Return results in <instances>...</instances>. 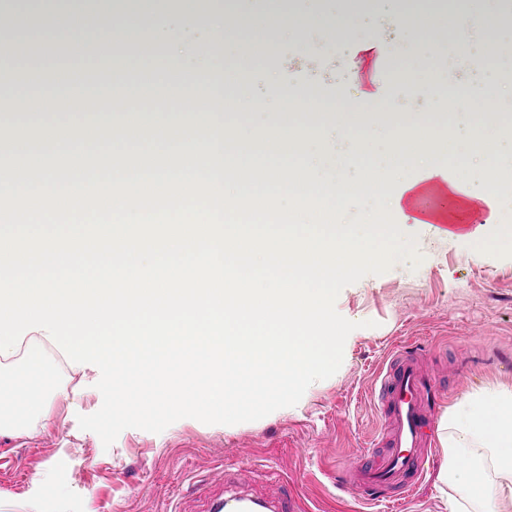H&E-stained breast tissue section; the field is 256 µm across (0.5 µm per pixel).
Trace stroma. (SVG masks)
<instances>
[{"label": "stroma", "mask_w": 512, "mask_h": 512, "mask_svg": "<svg viewBox=\"0 0 512 512\" xmlns=\"http://www.w3.org/2000/svg\"><path fill=\"white\" fill-rule=\"evenodd\" d=\"M397 34L367 30L350 56L351 74L400 93L395 72ZM394 212L397 224L419 237L417 269L394 264L345 287L335 308L356 322L332 377L313 383L292 407L253 422L208 425L179 420L155 434L123 430L111 446L80 429L100 398L76 397L77 374L54 363L45 401L34 406L32 432L0 438V512H200L197 485L225 483L235 490L277 498L300 494L311 512H382L364 505L342 470L380 428L368 396L390 351L403 345L442 383L443 415L466 392L512 385V251L482 249ZM437 448L434 471L405 512H448L458 491L436 476L445 461ZM45 474L48 490L33 485Z\"/></svg>", "instance_id": "35a3bbf8"}]
</instances>
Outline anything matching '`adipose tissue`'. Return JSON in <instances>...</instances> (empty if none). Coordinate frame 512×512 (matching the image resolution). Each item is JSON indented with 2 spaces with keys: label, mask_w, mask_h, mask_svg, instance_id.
Instances as JSON below:
<instances>
[{
  "label": "adipose tissue",
  "mask_w": 512,
  "mask_h": 512,
  "mask_svg": "<svg viewBox=\"0 0 512 512\" xmlns=\"http://www.w3.org/2000/svg\"><path fill=\"white\" fill-rule=\"evenodd\" d=\"M242 0H0V50L42 68L70 71L75 83L121 94L119 112H58L50 119L14 110L0 139V191L31 171L37 186L155 178L201 172L242 196L277 182L312 185L335 204L356 198L413 208L417 196L456 195L461 206L486 202L490 185H512V120L483 115L474 131L469 112L448 107L433 64L451 50L479 49L512 61V35L488 22L500 0H398L393 24L407 43L403 74L412 76L401 100L380 85L346 88L339 107L317 109L316 84L284 82L281 46L293 42L314 69L324 48L353 43L374 14L373 0H341L315 30H307L297 0H268L243 14ZM143 16L141 28L129 26ZM95 19L85 30L86 19ZM272 59L277 108L259 101L246 70L251 59ZM178 100L176 112H144V91ZM301 154L299 164L259 166L246 155ZM455 159L467 176L458 191L445 165ZM424 170L421 179L412 170ZM23 357L0 356L9 384L0 389V437L29 431V407L43 397L50 367L39 352L46 337H25ZM448 462L441 482L470 499L493 491L497 512H512V386L467 392L441 418Z\"/></svg>",
  "instance_id": "obj_1"
}]
</instances>
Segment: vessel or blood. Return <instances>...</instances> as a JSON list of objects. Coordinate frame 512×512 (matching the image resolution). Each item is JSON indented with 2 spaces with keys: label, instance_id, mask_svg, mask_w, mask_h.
<instances>
[{
  "label": "vessel or blood",
  "instance_id": "1",
  "mask_svg": "<svg viewBox=\"0 0 512 512\" xmlns=\"http://www.w3.org/2000/svg\"><path fill=\"white\" fill-rule=\"evenodd\" d=\"M380 405L381 427L344 479L369 503L400 508L414 495L435 452L432 411L439 403L434 382L426 378L414 355L393 352L370 391ZM253 499L221 487L204 494L203 512H249Z\"/></svg>",
  "mask_w": 512,
  "mask_h": 512
}]
</instances>
